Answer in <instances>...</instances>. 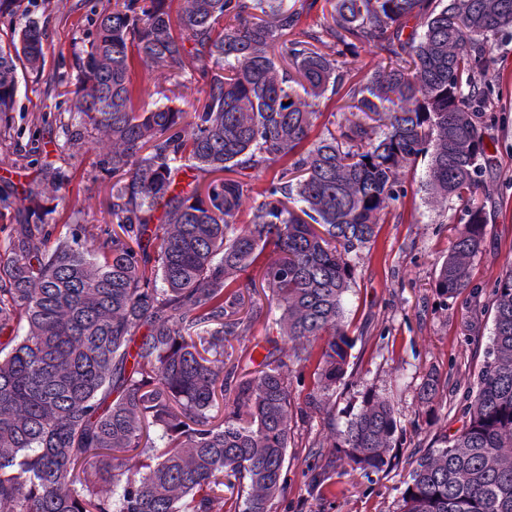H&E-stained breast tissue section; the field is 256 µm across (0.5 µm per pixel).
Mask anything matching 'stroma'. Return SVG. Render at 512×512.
Instances as JSON below:
<instances>
[{
	"label": "stroma",
	"instance_id": "stroma-1",
	"mask_svg": "<svg viewBox=\"0 0 512 512\" xmlns=\"http://www.w3.org/2000/svg\"><path fill=\"white\" fill-rule=\"evenodd\" d=\"M107 0H29V15L45 34L40 76L19 80L10 134L0 138V190L24 198L37 189L41 169L65 172L60 200H45L47 230L59 236L74 228L75 214L107 230L112 177L100 149L67 142L64 124H78L68 95L75 82L76 56L96 36V18ZM494 65L486 78L499 95L498 116L484 140L492 164L483 177L487 224L470 268L471 286L443 299L434 288L435 271L457 233L459 206L435 209L425 191L426 164L417 161L403 176L406 194L381 224L361 257L352 258L354 283L345 298V320L353 341L346 376L327 410L311 403L316 393L314 362L291 365V439L283 471L285 490L269 512H398L412 462L434 441L451 436L467 421L465 408L493 331L492 289L512 268V36H499ZM279 312L263 308L248 335L232 340L229 361L252 376L267 350L281 345ZM439 381L433 408L419 398L427 374ZM392 400L403 429L392 465L354 471L344 464L328 435L345 429L365 394Z\"/></svg>",
	"mask_w": 512,
	"mask_h": 512
}]
</instances>
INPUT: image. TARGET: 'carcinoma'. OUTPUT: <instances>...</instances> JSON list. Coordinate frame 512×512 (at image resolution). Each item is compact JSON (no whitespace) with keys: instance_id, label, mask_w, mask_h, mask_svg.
Segmentation results:
<instances>
[{"instance_id":"1","label":"carcinoma","mask_w":512,"mask_h":512,"mask_svg":"<svg viewBox=\"0 0 512 512\" xmlns=\"http://www.w3.org/2000/svg\"><path fill=\"white\" fill-rule=\"evenodd\" d=\"M24 2L0 0V19L24 20L0 45L5 133L18 64L38 74L45 58ZM325 2L331 21L304 39L294 36L300 12L284 0H115L98 16L72 91L86 122L66 135L106 149L119 231L88 246L76 232L52 237L36 197L18 209L20 235L0 271V512H224L226 491L244 512H268L284 490L288 364L269 351L240 378L225 347L247 335L262 311L258 289L268 290L288 359L318 351L314 405L325 408L349 366V256L374 242L420 156L430 203L464 205L436 288L446 299L469 288L486 228L484 129L496 120L485 74L492 42L512 33V0ZM329 39L372 45L388 62L349 88L338 133L301 153L316 100L344 81L320 50ZM135 59L171 82L156 91L167 101L181 98L191 69V111L135 108ZM290 158L260 191L234 178ZM201 173L216 178L202 184ZM269 246L265 285H238ZM154 278L163 287H150ZM492 296L468 422L414 460L400 512H512L511 268ZM219 391L234 398L214 423ZM397 431L391 402L369 395L345 429L331 430V447L354 468L379 470Z\"/></svg>"}]
</instances>
